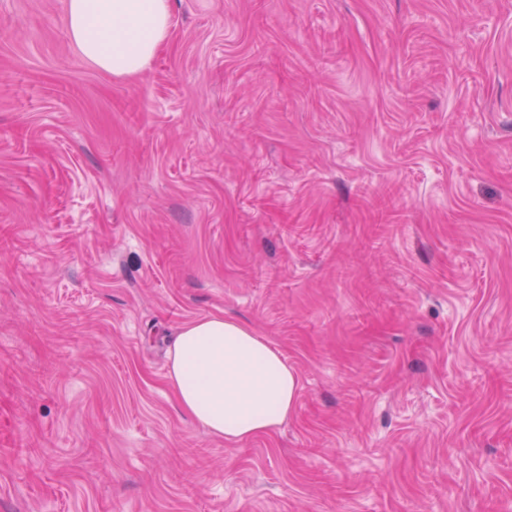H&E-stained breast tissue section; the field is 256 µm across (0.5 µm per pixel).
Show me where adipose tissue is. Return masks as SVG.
<instances>
[{"instance_id":"ef3b65f1","label":"adipose tissue","mask_w":512,"mask_h":512,"mask_svg":"<svg viewBox=\"0 0 512 512\" xmlns=\"http://www.w3.org/2000/svg\"><path fill=\"white\" fill-rule=\"evenodd\" d=\"M170 9V0H68V29L94 67L136 77L165 40ZM167 381L197 425L233 446L277 430L297 396L296 375L282 354L221 314L183 325L169 349Z\"/></svg>"}]
</instances>
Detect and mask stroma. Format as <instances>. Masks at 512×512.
Instances as JSON below:
<instances>
[{
    "instance_id": "stroma-1",
    "label": "stroma",
    "mask_w": 512,
    "mask_h": 512,
    "mask_svg": "<svg viewBox=\"0 0 512 512\" xmlns=\"http://www.w3.org/2000/svg\"><path fill=\"white\" fill-rule=\"evenodd\" d=\"M217 313L298 382L240 446ZM0 512H512V0H171L135 78L0 0ZM167 381L197 425L233 446L287 421L298 387L277 349L223 314L183 325L169 349Z\"/></svg>"
}]
</instances>
